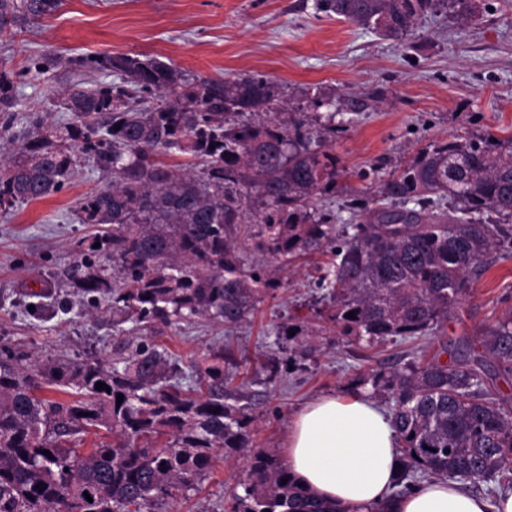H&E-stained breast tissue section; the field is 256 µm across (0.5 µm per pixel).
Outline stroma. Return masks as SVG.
Listing matches in <instances>:
<instances>
[{"label": "stroma", "mask_w": 512, "mask_h": 512, "mask_svg": "<svg viewBox=\"0 0 512 512\" xmlns=\"http://www.w3.org/2000/svg\"><path fill=\"white\" fill-rule=\"evenodd\" d=\"M471 21L433 15L409 39H384L358 26L316 13L314 0H64L42 25L0 33V62L23 78L13 118L0 115L11 135L31 113L65 120L59 89L112 82L80 59L128 54L178 66L193 81L263 75L285 98L303 91L329 102L343 129L330 147L343 173L333 196L317 208L341 211L349 197L371 201L381 179L429 142L468 132L512 136V0H479ZM64 62L45 68L48 54ZM103 183L85 167L58 193L0 211V347L42 360L113 358L118 338L108 302L89 306L65 272L78 258L90 226L78 223L81 199ZM312 264L284 272L283 284L234 331L238 359L265 351L274 322L304 314L318 292ZM512 307V258L499 259L472 281L450 316L449 346L477 345L487 328ZM223 326L205 319L154 334L181 366L223 346ZM413 344L366 349L339 341L302 370L283 374L265 389L255 411L252 439L280 451L292 414L317 397L350 393L361 373L398 360ZM245 477L238 454H221L195 489L165 499L152 512H227Z\"/></svg>", "instance_id": "obj_1"}]
</instances>
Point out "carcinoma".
I'll list each match as a JSON object with an SVG mask.
<instances>
[{"instance_id": "obj_1", "label": "carcinoma", "mask_w": 512, "mask_h": 512, "mask_svg": "<svg viewBox=\"0 0 512 512\" xmlns=\"http://www.w3.org/2000/svg\"><path fill=\"white\" fill-rule=\"evenodd\" d=\"M61 2L0 0V32L40 24ZM314 8L393 39L435 14L476 13L475 0H315ZM91 65L121 82L61 90L66 121L36 117L22 138L0 144V210L59 191L86 161L109 175L79 205L78 222L98 233L68 279L91 300L112 302L118 333L129 322L237 326L279 288L277 272L329 249L321 307L309 321L289 316L271 329L274 353L252 381L267 385L289 363L313 359L323 339L373 347L444 335L487 256H512V136L429 143L383 180L376 208L352 199L364 221L340 224L311 205L336 194L340 176L326 149L336 113L318 112L319 95L290 105L268 77L194 84L172 63L127 54ZM19 77L0 66V112H12ZM172 155L186 161L166 162ZM251 252L276 269L249 265ZM480 347L473 356L465 343L448 363L442 344L427 359L356 378L389 408L403 489L429 478L483 486L490 498L512 488V411L485 378L489 366L512 380V308ZM196 367L197 379L147 340L110 363L1 354L0 512H143L193 489L220 448L245 453L248 479L230 512H342L299 486L278 455L254 448L252 399L227 388L230 349ZM56 388L69 399L37 395ZM99 430L111 440L78 448Z\"/></svg>"}]
</instances>
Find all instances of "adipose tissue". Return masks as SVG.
Listing matches in <instances>:
<instances>
[{
    "label": "adipose tissue",
    "mask_w": 512,
    "mask_h": 512,
    "mask_svg": "<svg viewBox=\"0 0 512 512\" xmlns=\"http://www.w3.org/2000/svg\"><path fill=\"white\" fill-rule=\"evenodd\" d=\"M398 450L391 417L357 392L309 401L284 439L297 482L344 512H512V491L491 502L436 479L396 494Z\"/></svg>",
    "instance_id": "1"
}]
</instances>
